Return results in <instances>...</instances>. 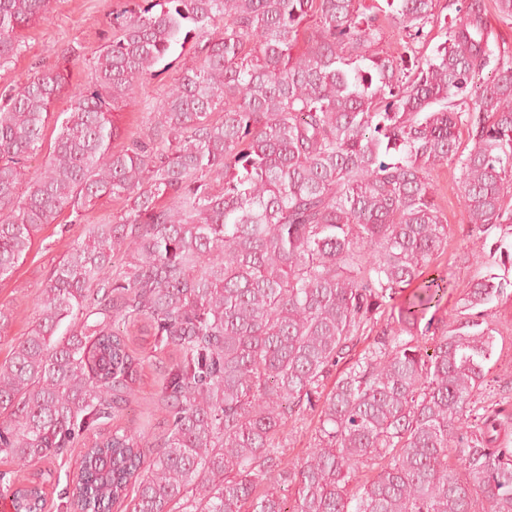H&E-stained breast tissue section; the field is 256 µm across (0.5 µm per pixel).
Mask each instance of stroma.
<instances>
[{
	"label": "stroma",
	"instance_id": "obj_1",
	"mask_svg": "<svg viewBox=\"0 0 512 512\" xmlns=\"http://www.w3.org/2000/svg\"><path fill=\"white\" fill-rule=\"evenodd\" d=\"M125 6L126 0H51L47 20L27 29L19 53L8 66L0 67V90L56 63L65 65L71 88L87 87L91 80L90 63L112 35L113 15ZM193 60L192 49L173 51L155 66L153 75L139 91L140 98L161 99L182 68L192 64ZM432 176L436 201L447 212L452 228L448 251L434 264L438 273L453 283L441 303L442 310L452 315L456 312L461 286L485 273L487 267L481 246L466 235L459 170L443 164L434 168ZM121 208V203L100 200L88 211L86 224L111 222ZM86 224L70 223L68 215L64 214L55 223L45 225L13 278L0 283V303L7 304L12 313L7 335L0 339V361L8 355L11 338L25 333L31 322L36 299L49 269L61 255L83 240ZM492 326L495 353L490 364L489 382L478 396L485 405L512 392V300L502 302L495 309ZM124 333L131 337V348L140 364L131 381L133 395L113 424L141 430L154 443L166 427L157 397L164 370L175 354L169 350L156 351L152 336L143 332L141 326L126 327ZM79 459L78 452L74 451L55 461L24 468L17 477L24 480L36 474L43 475L47 481L48 512H58L66 486L77 472Z\"/></svg>",
	"mask_w": 512,
	"mask_h": 512
}]
</instances>
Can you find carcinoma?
Returning <instances> with one entry per match:
<instances>
[{
    "label": "carcinoma",
    "mask_w": 512,
    "mask_h": 512,
    "mask_svg": "<svg viewBox=\"0 0 512 512\" xmlns=\"http://www.w3.org/2000/svg\"><path fill=\"white\" fill-rule=\"evenodd\" d=\"M383 2L133 0L89 88L57 63L0 96V282L44 225L123 204L59 257L0 362V459H56L119 414L136 361L120 325L177 353L157 447L131 428L84 446L65 512H512V404L475 399L512 279H472L450 320V281L422 278L448 247L443 163L468 236L495 235L491 266L512 270V52L486 0H448L450 19L439 0ZM49 4L0 0V66ZM387 25L399 56L379 50ZM190 39L151 132L116 148L112 112ZM306 415L312 447L290 461ZM0 498L45 510L9 471Z\"/></svg>",
    "instance_id": "cac0c4a2"
}]
</instances>
